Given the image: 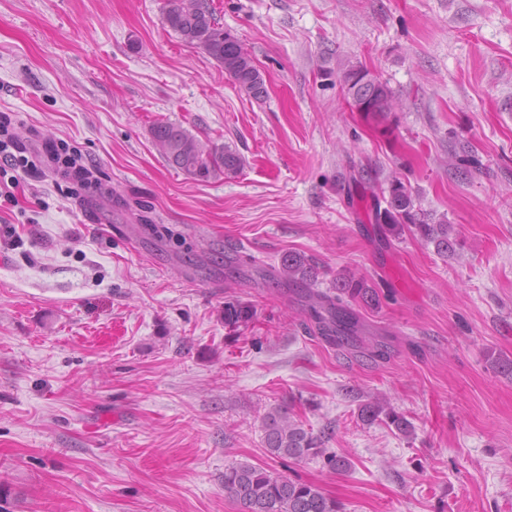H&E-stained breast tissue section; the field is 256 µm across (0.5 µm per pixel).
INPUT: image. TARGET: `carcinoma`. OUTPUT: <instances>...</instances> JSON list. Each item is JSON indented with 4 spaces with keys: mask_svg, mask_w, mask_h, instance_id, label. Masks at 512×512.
Here are the masks:
<instances>
[{
    "mask_svg": "<svg viewBox=\"0 0 512 512\" xmlns=\"http://www.w3.org/2000/svg\"><path fill=\"white\" fill-rule=\"evenodd\" d=\"M162 15L164 24L184 43L203 48L218 61L239 89L255 99L265 96V81L250 50L237 35L217 22L210 0H164ZM339 83L346 97L364 104L365 116L378 127L400 107L388 83L360 64L345 65L340 70ZM150 133L168 164L196 180L207 181L221 175L232 178L243 168L242 157L231 147L210 140L203 142L178 124L161 120L152 125ZM360 178L377 187L372 220L380 226L384 238H396L408 230L423 242L435 244L440 254L453 250L451 225L416 207L410 188L400 177L382 179L380 174L366 171ZM318 276V266L312 258L290 252L275 269L274 280L301 287L308 328L326 344L374 361L387 359L389 346L382 338L367 334L354 309L357 303L379 306L377 289L363 277L345 274L336 278L333 295L318 288ZM254 317V308L249 303L236 300L224 304V326L230 329L246 326ZM359 417L369 423L384 421L404 434L412 432L411 423L385 394L362 404ZM262 426L265 448L272 458L302 461L325 455L336 471L350 465L343 456L326 454L324 435L313 433L285 408H272ZM224 490L243 512H343L341 504L318 485L285 478L261 466L244 464L225 469Z\"/></svg>",
    "mask_w": 512,
    "mask_h": 512,
    "instance_id": "cac0c4a2",
    "label": "carcinoma"
}]
</instances>
